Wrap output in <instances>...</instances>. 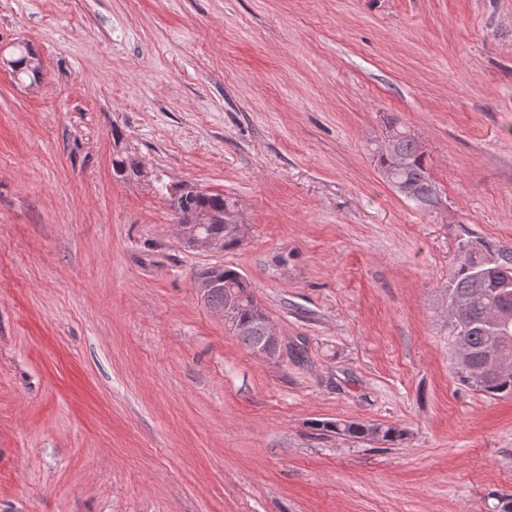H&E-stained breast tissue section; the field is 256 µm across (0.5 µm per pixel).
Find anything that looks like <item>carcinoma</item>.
<instances>
[{
    "label": "carcinoma",
    "instance_id": "obj_1",
    "mask_svg": "<svg viewBox=\"0 0 512 512\" xmlns=\"http://www.w3.org/2000/svg\"><path fill=\"white\" fill-rule=\"evenodd\" d=\"M36 52L25 46L16 55L15 71L33 81L39 80V68L30 64ZM388 134L394 136L393 150L404 159V167L395 182L411 187L415 196L412 201L426 208L440 202L439 193L426 163V154L419 141L403 126L392 122ZM115 152L112 156V171L118 178H132L142 174V165L137 157L121 146L123 134L112 132ZM234 202L220 192L188 193L170 206L177 218H193L202 213L216 214ZM201 233L224 240V248L233 249L241 240L225 234L224 225L218 223L202 225ZM198 280L221 282L209 290L208 305L221 307L231 292L238 293L243 305L238 311L234 334L248 349L259 346L264 336L263 322L255 306L258 302L254 291L243 275L226 267H211L203 270ZM512 295V249L494 246L471 235L462 239L456 264L448 280V298H463L469 310L464 326H459L453 315H448L449 339L462 336L469 355V364L454 366V374L460 385L491 396H512V371L508 373L484 372L481 366L493 354L512 358V329L497 332L490 327V306L502 292ZM322 429L349 436L354 439L395 444L404 439L405 430L395 425H380L363 421L327 420L319 423Z\"/></svg>",
    "mask_w": 512,
    "mask_h": 512
}]
</instances>
